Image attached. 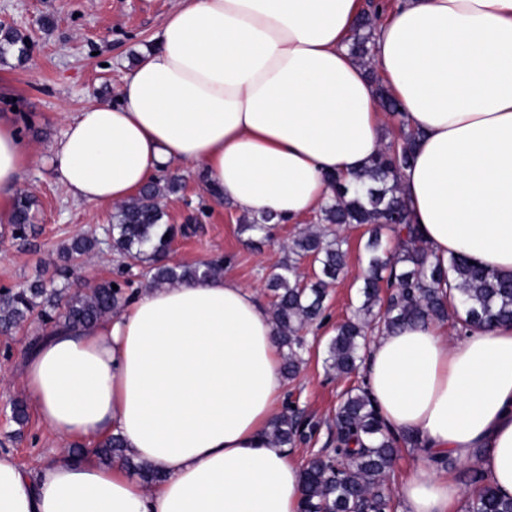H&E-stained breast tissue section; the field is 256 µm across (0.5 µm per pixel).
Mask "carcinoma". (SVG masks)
Wrapping results in <instances>:
<instances>
[{
    "mask_svg": "<svg viewBox=\"0 0 512 512\" xmlns=\"http://www.w3.org/2000/svg\"><path fill=\"white\" fill-rule=\"evenodd\" d=\"M378 5L369 4L352 36L351 54L374 74L373 42ZM30 53L28 38L13 28H0V61L9 56L24 62ZM401 143L383 148L366 167L363 182L332 178L335 199L318 217V227L295 237L288 255L268 282L272 292L271 314L283 353V371L296 377L304 363L308 344L304 331L323 318L328 288L345 274L347 251L344 241L330 233L329 227L366 225L369 237L365 250L367 275L360 289L362 300L352 317L336 328L325 344V367L337 377L356 372L365 349L367 333L379 329L395 330L407 323L425 320L450 321L463 333L471 326L512 321V275H501L465 256L430 260L423 248L417 225L409 211L401 171L413 158L417 133L400 127ZM181 182L169 177L144 187L137 197L120 205L112 216V252L121 260L124 272L134 269L151 287L215 278L222 275L221 260L182 265L167 261L174 228L162 223L160 198L175 193ZM13 234L24 235L32 223L36 200L24 191L14 194ZM268 215L239 226L248 240L273 239L275 225ZM387 228L399 240L397 250L383 251L380 229ZM98 247L94 237L73 241L61 249L65 260L73 255L89 256ZM311 260L310 280L301 279L298 266ZM448 281V291L439 284ZM118 289H113L112 285ZM112 280L94 285L68 288L44 287L41 281L26 288L0 289V335L36 314L50 325L88 326L121 308L128 301L125 286ZM319 423L304 419L290 405L267 431L269 440L293 448L308 442L318 432ZM329 448L310 457L303 466L304 493L301 512H394V492L388 474L399 452L395 436L377 413L365 385L346 390L338 403L331 427ZM92 452L104 462L120 459L144 482L157 483L162 475L125 454L118 435L97 442ZM473 486L466 512H512V498L499 495L491 480L477 470L469 472Z\"/></svg>",
    "mask_w": 512,
    "mask_h": 512,
    "instance_id": "cac0c4a2",
    "label": "carcinoma"
}]
</instances>
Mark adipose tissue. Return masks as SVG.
I'll return each mask as SVG.
<instances>
[{
    "instance_id": "1",
    "label": "adipose tissue",
    "mask_w": 512,
    "mask_h": 512,
    "mask_svg": "<svg viewBox=\"0 0 512 512\" xmlns=\"http://www.w3.org/2000/svg\"><path fill=\"white\" fill-rule=\"evenodd\" d=\"M361 0H177L117 102L70 118L48 163L68 196L118 205L172 166L212 197L293 224L332 202L384 147L385 86L419 131L402 173L431 257L512 274V0H387L373 83L350 54ZM33 154L0 117V224ZM364 381L417 442L405 512H458L439 460L512 497V322L449 338L438 320L379 333ZM24 384L64 439L121 435L163 474L144 485L91 458L20 468L0 455V512H299L302 468L266 432L284 404L271 311L230 276L143 287L85 329L48 330Z\"/></svg>"
}]
</instances>
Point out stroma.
Segmentation results:
<instances>
[{"instance_id":"1","label":"stroma","mask_w":512,"mask_h":512,"mask_svg":"<svg viewBox=\"0 0 512 512\" xmlns=\"http://www.w3.org/2000/svg\"><path fill=\"white\" fill-rule=\"evenodd\" d=\"M173 5L174 0H0V24L30 31L36 41L25 63L0 62V116L12 115L21 138L32 148L34 159L18 187L37 201L26 238H15L11 225L0 224V287L22 288L39 278L48 286L63 287L58 252L80 236L100 242L94 258H78L82 275L96 281L119 279V261L105 234L113 207L69 198L45 158L62 137L68 116L93 102L115 100L122 77L150 46ZM175 174L182 188L162 203L165 223L177 229L171 261L223 259L225 275L269 298L268 278L285 256L282 245L301 231V224L278 225L274 242L248 243L239 232L246 216L227 203L214 202L189 168H176ZM338 233L345 240L348 273L330 288L326 320L312 328L303 369L286 383L289 401L321 424L310 443L291 450L300 464L323 448L340 395L353 383L352 378L326 373L324 345L360 303L368 235L365 227L355 225ZM44 329L42 320L33 317L11 336L0 335V453L27 470L51 458H66L75 445L74 440L56 437L35 409H28L25 423L12 418L14 402L28 399L23 379L27 346Z\"/></svg>"}]
</instances>
